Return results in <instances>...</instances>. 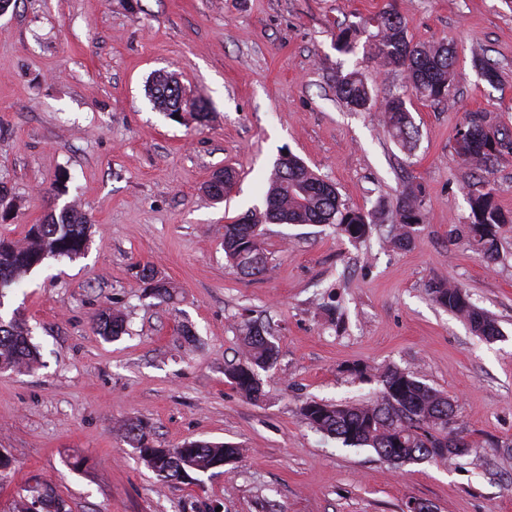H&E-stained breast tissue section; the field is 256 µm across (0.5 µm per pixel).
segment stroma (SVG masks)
I'll use <instances>...</instances> for the list:
<instances>
[{
  "label": "stroma",
  "instance_id": "obj_1",
  "mask_svg": "<svg viewBox=\"0 0 512 512\" xmlns=\"http://www.w3.org/2000/svg\"><path fill=\"white\" fill-rule=\"evenodd\" d=\"M389 8L413 42L453 46L447 101L416 98L403 69L337 51L339 28ZM356 67L374 91L366 112L336 98L337 76ZM158 70L207 102L206 121L153 109L146 85ZM394 95L419 128L410 151L380 121ZM475 113L512 135V0H140L135 11L122 0H18L0 16V237L22 238L73 201L92 234L84 255L47 259L5 300L42 365L0 371V451L12 461L0 512L39 482L68 512H403L411 498L432 512H512V149L481 174L458 161L454 134ZM286 151L347 207L376 211L372 231L354 240L332 224L265 225L272 270L242 277L224 257V226L263 210ZM227 166L237 184L212 201L204 187ZM64 173L68 192L54 195ZM409 182L425 218L399 249L389 229ZM475 190L491 191L504 215L490 266L457 235ZM145 263L173 283L170 301L145 290ZM435 281L465 289L501 336H474L434 301ZM107 309L129 321L115 341L92 328ZM250 318L279 345L257 403L224 376ZM389 367L455 402L473 452L395 467L302 420L312 399H375ZM137 419L157 447L224 441L242 454L196 484L167 483L119 433Z\"/></svg>",
  "mask_w": 512,
  "mask_h": 512
}]
</instances>
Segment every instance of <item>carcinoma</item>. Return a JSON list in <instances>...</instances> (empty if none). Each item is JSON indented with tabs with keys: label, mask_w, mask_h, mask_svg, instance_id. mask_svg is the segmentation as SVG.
Wrapping results in <instances>:
<instances>
[{
	"label": "carcinoma",
	"mask_w": 512,
	"mask_h": 512,
	"mask_svg": "<svg viewBox=\"0 0 512 512\" xmlns=\"http://www.w3.org/2000/svg\"><path fill=\"white\" fill-rule=\"evenodd\" d=\"M367 34L372 59L384 67L404 70L407 82L417 95L430 103L447 99L455 79L456 57L444 43L415 44L408 39L401 15L394 10L379 13L356 28H342L336 34V46L345 54H353L357 32ZM147 94L158 111H178L186 106L185 91L178 77L167 71L154 73ZM336 95L354 110H366L372 104L371 88L363 73L354 69L336 78ZM382 124L402 148L412 150L418 128L406 102L388 98L382 108ZM486 117L477 115L457 130L454 141L456 158L476 171L493 165L504 147H512V139L490 140ZM220 186L208 184L207 195L222 200L231 190L236 171L227 167L218 173ZM266 208L263 214H247L224 225V254L229 266L245 278H262L271 271L261 238L264 224H334L354 240L364 238L374 223V213L346 207L336 187L311 169L300 157L288 154L274 165L265 184ZM470 223L466 225L468 246L487 264L498 257L496 227L503 214L491 192L472 193L468 197ZM423 192L410 184L396 201L397 223L391 225V242L397 248L411 244L407 228L423 223ZM90 224L74 204L48 212L32 225L24 240H0V296L18 286L23 278L51 257L73 259L83 253L89 239ZM145 288L161 301L173 295V285L158 275L155 267L144 264L139 273ZM438 304L464 319L473 333L489 341L499 337L496 321L485 310L475 306L466 291L446 282L430 285ZM94 331L108 340L125 333L126 321L119 310L100 312L93 320ZM278 358V347L267 336L264 326L248 322L242 329L239 356L224 365V376L245 398L258 401L263 396L259 371L272 368ZM39 364L36 348L29 332L14 317L0 319V368L30 371ZM380 389L376 399L356 404L309 401L301 415L315 431L342 441L348 446L370 448L379 458L393 465L434 460L453 461L448 456V441L459 434L456 427V405L447 395L435 390L414 374L389 367L378 375ZM121 434L135 448L153 447L151 427L142 421H130ZM186 455L201 470L218 458L237 459L239 448L228 442L191 441L182 445ZM184 455V456H186ZM184 456L165 451L141 456L144 464L163 481L180 480ZM37 512H67L64 501L46 485L37 491Z\"/></svg>",
	"instance_id": "carcinoma-1"
}]
</instances>
